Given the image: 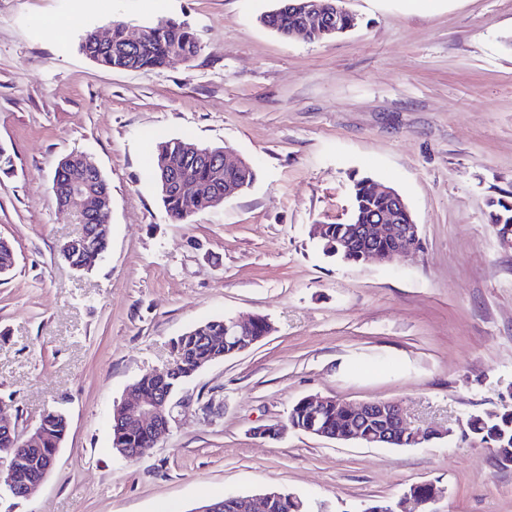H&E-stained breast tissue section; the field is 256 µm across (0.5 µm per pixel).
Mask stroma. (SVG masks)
Listing matches in <instances>:
<instances>
[{
  "label": "stroma",
  "instance_id": "1",
  "mask_svg": "<svg viewBox=\"0 0 512 512\" xmlns=\"http://www.w3.org/2000/svg\"><path fill=\"white\" fill-rule=\"evenodd\" d=\"M277 0H0V400L67 436L48 479L0 512H193L276 488L308 512L397 506L434 484V512H512V465L471 417L512 410V250L489 203L512 190V0H345L355 27L285 40L259 17ZM187 23L201 50L143 72L78 49L119 19ZM188 137L250 162L224 206L168 217L150 171L157 141ZM86 155L110 184L108 247L91 271L60 245L74 216L51 191ZM402 195L419 250L348 264L310 238L344 224L355 180ZM273 333L196 373L170 431L141 457L112 452V408L172 343L224 316ZM398 402L412 448L340 444L287 428L311 395ZM282 424L276 438L255 430Z\"/></svg>",
  "mask_w": 512,
  "mask_h": 512
}]
</instances>
